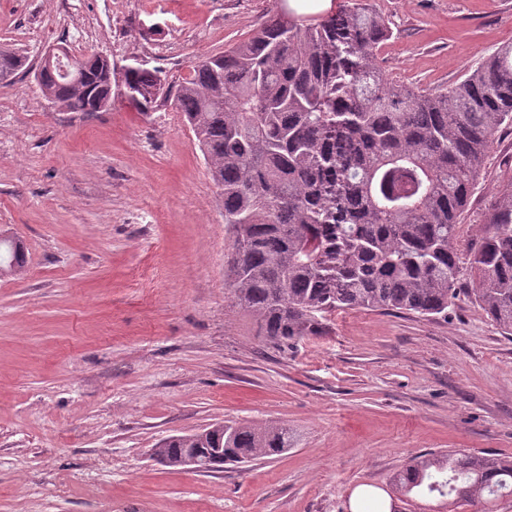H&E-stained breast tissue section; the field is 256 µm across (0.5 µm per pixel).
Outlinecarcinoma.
Returning <instances> with one entry per match:
<instances>
[{
    "label": "carcinoma",
    "instance_id": "1",
    "mask_svg": "<svg viewBox=\"0 0 512 512\" xmlns=\"http://www.w3.org/2000/svg\"><path fill=\"white\" fill-rule=\"evenodd\" d=\"M392 32L369 0H341L334 13L300 24L273 15L247 39L192 64L176 88L159 68L124 73L128 102L150 112L172 102L195 137L234 231L228 280L263 336L286 346L320 333L334 309L448 315L463 292L512 336V166L485 207V229L461 266L462 214L497 133L512 127V42L435 92L388 77L379 60ZM25 59L0 50V82ZM52 104L67 112L112 106L104 66L86 58L81 81L35 67ZM25 265L20 239L0 247ZM472 280L473 287H463ZM292 429L214 423L163 440L176 467L191 452L224 449L217 463L273 458ZM391 485L450 496L448 506L512 497V460L461 450L412 458Z\"/></svg>",
    "mask_w": 512,
    "mask_h": 512
}]
</instances>
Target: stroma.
Wrapping results in <instances>:
<instances>
[{
	"label": "stroma",
	"mask_w": 512,
	"mask_h": 512,
	"mask_svg": "<svg viewBox=\"0 0 512 512\" xmlns=\"http://www.w3.org/2000/svg\"><path fill=\"white\" fill-rule=\"evenodd\" d=\"M393 78L442 89L512 41V0H372ZM288 0H0V47L28 63L0 84V231L27 263L0 276V512H356L394 500L414 456L512 457V338L459 296L447 315L320 314L280 347L227 285L234 235L171 105L65 112L32 68L44 50L140 62L168 82L246 39ZM512 130L502 129L458 231L483 228ZM287 423L286 454L214 473L163 466L162 440L218 422Z\"/></svg>",
	"instance_id": "obj_1"
}]
</instances>
